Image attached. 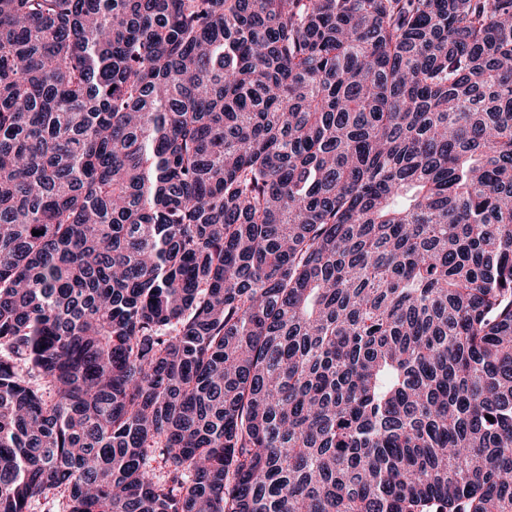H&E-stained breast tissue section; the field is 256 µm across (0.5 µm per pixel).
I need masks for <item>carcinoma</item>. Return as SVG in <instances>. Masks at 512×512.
Segmentation results:
<instances>
[{
    "label": "carcinoma",
    "mask_w": 512,
    "mask_h": 512,
    "mask_svg": "<svg viewBox=\"0 0 512 512\" xmlns=\"http://www.w3.org/2000/svg\"><path fill=\"white\" fill-rule=\"evenodd\" d=\"M55 491L512 512V0H0V512Z\"/></svg>",
    "instance_id": "carcinoma-1"
}]
</instances>
